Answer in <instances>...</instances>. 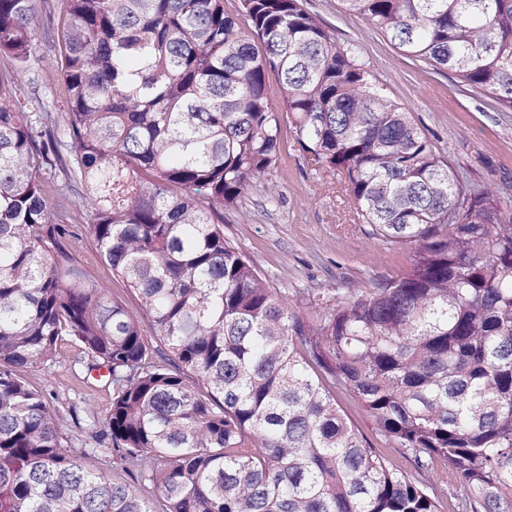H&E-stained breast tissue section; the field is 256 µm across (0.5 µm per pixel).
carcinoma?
<instances>
[{"label": "carcinoma", "mask_w": 512, "mask_h": 512, "mask_svg": "<svg viewBox=\"0 0 512 512\" xmlns=\"http://www.w3.org/2000/svg\"><path fill=\"white\" fill-rule=\"evenodd\" d=\"M403 54L512 111V0H343ZM64 134L16 94L33 0H0V512H441L341 414L340 389L456 512H512V203L459 180L358 48L302 0H67ZM275 78L283 111L267 82ZM412 246L370 288L288 293L224 237L280 160L281 122ZM79 188L91 222L50 195ZM138 297L86 274L82 240ZM149 321L155 336L143 335ZM68 338L108 368L95 447L24 378ZM113 454L130 483L78 460Z\"/></svg>", "instance_id": "carcinoma-1"}]
</instances>
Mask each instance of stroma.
Masks as SVG:
<instances>
[{"instance_id":"stroma-1","label":"stroma","mask_w":512,"mask_h":512,"mask_svg":"<svg viewBox=\"0 0 512 512\" xmlns=\"http://www.w3.org/2000/svg\"><path fill=\"white\" fill-rule=\"evenodd\" d=\"M38 27L34 62L22 74L20 87L35 85L46 108L65 111L66 91L60 76L58 38L65 21L62 7L47 8L34 0ZM340 42L357 45L364 61L388 96L412 112L454 169L470 182L497 191L512 202V112L499 111L482 93L460 89L450 72L402 55L362 18L350 14L342 0H304ZM281 158L270 176L279 199L267 202L264 185L254 186L234 210H217L212 220L226 238L245 251L277 288H357L405 272L410 250L373 235L358 219L341 191L339 176L322 173L295 142L291 125L281 128ZM87 274L106 285L112 300L139 310L125 282L97 255L92 242L77 249ZM80 352L70 341L57 347V363L28 373L27 381L43 391L62 414V435L70 447L89 448L94 441L90 416L105 417L112 403L107 379L87 378L78 362ZM336 404L350 425L369 440L394 467L413 469L410 455L385 443L371 417L346 393L336 392Z\"/></svg>"}]
</instances>
